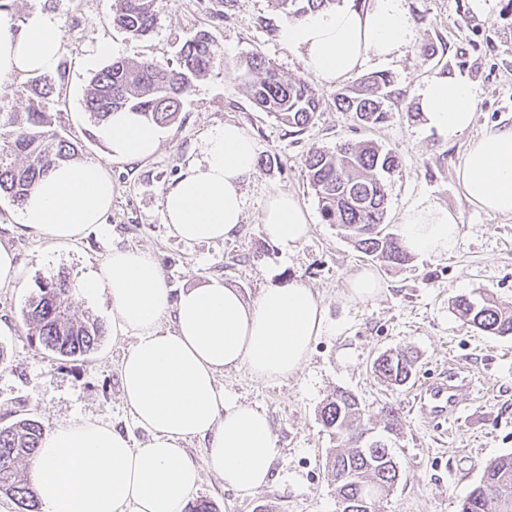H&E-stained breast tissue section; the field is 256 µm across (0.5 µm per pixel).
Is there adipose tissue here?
<instances>
[{
	"label": "adipose tissue",
	"instance_id": "obj_1",
	"mask_svg": "<svg viewBox=\"0 0 512 512\" xmlns=\"http://www.w3.org/2000/svg\"><path fill=\"white\" fill-rule=\"evenodd\" d=\"M406 0H368L314 12L290 22L282 40L305 68L333 86L369 60L386 61L413 40ZM60 21L42 10L14 23L0 10V78L54 72L63 45ZM429 128L451 139L467 130L477 105L473 84L461 76L432 78L417 92ZM113 159L141 160L158 149L154 124L130 110L101 126ZM254 140L233 123L213 130L202 156L164 192L163 221L187 242L234 238L244 219L242 185L256 169ZM467 202L512 217V124L486 127L470 140L457 170ZM112 208V179L97 162L64 163L50 170L21 206L17 220L32 232L65 244ZM268 239L292 254L310 231L294 194L271 193L260 216ZM399 236L418 256L455 252L461 242L448 209L406 210ZM253 301L211 278L171 301L161 269L146 250L115 248L99 271L79 284L87 295L106 293L115 335L134 344L120 367L122 398L149 438L138 446L111 425L74 419L45 432L34 460L42 512H184L208 469L225 488L249 497L271 481L280 455L266 412L224 395L218 377L246 368L256 379L282 381L304 367L324 331L323 307L302 281L280 283L278 269ZM171 318L172 329L162 326ZM205 442L197 465L185 444Z\"/></svg>",
	"mask_w": 512,
	"mask_h": 512
}]
</instances>
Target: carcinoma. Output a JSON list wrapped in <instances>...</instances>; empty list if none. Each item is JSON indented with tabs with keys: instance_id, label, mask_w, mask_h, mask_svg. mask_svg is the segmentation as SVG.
Segmentation results:
<instances>
[{
	"instance_id": "obj_1",
	"label": "carcinoma",
	"mask_w": 512,
	"mask_h": 512,
	"mask_svg": "<svg viewBox=\"0 0 512 512\" xmlns=\"http://www.w3.org/2000/svg\"><path fill=\"white\" fill-rule=\"evenodd\" d=\"M112 24L132 37L147 35L155 25V0H117ZM294 20L311 12L328 10L336 0H271ZM217 55L209 32L197 31L182 44L174 66L154 60H114L91 80L85 109L101 123L118 109L137 111L156 126L177 120L192 80L205 76ZM65 73L37 75L22 89L28 106L23 113H0V197L20 206L53 166L71 161L79 146L54 128L50 103ZM240 79L253 104L290 127L302 129L315 117L320 98L304 81L288 79L262 54L255 52L243 65ZM391 85L384 75L362 77L356 86L336 94V104L354 113L364 125L385 119L381 91ZM399 159L371 141L344 143L330 152L314 149L306 168L321 211L330 224L347 232L355 247L373 259L391 265L408 261L399 237L383 224L386 193L379 175L398 167ZM73 283L65 275L38 284L24 312L30 341L58 356L78 359L93 351L103 336L95 320L74 318L67 305ZM454 309L473 327L495 336H512V307L494 298L458 297ZM416 357L399 350L383 353L373 362V374L388 386H404L414 375ZM365 407L358 397L338 391L320 411L324 426L350 445L329 458L335 473L338 512H368L373 501L386 495L398 480V468L387 441H360ZM383 431L395 433L401 424L392 406L382 410ZM44 435L37 420L20 419L0 427V493L8 495L18 512H40L31 475L19 464L30 461ZM459 512H512V454L485 465L479 482L462 499Z\"/></svg>"
}]
</instances>
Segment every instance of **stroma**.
<instances>
[{
    "mask_svg": "<svg viewBox=\"0 0 512 512\" xmlns=\"http://www.w3.org/2000/svg\"><path fill=\"white\" fill-rule=\"evenodd\" d=\"M506 0H406L414 40L386 62L370 61L362 76L389 74L383 100L386 118L374 126L340 110L336 93L352 81L327 86L305 69L300 54L280 37L289 18L269 0H156L153 30L129 37L112 24L115 0H8L9 14L22 21L35 9L54 14L64 29L59 63L65 80L50 105L56 128L81 143L79 158L98 162L112 177V211L105 224L89 227L76 241L60 245L48 235L21 231L18 207L0 198V243L16 253L22 287L0 289V426L32 418L51 429L86 418L112 425L136 444L148 438L121 397L120 366L132 338L112 335V304L103 294L72 292L76 317L97 319L105 333L96 350L68 360L31 344L23 310L38 283L64 274L80 282L98 270L112 247L150 251L160 263L171 295L216 277L254 300L265 271L281 267L284 278L309 286L325 311V330L294 378L254 380L246 370L219 377L226 394L262 407L281 455L274 479L254 496L242 498L211 473H203L197 500L215 512H336V481L326 462L339 442L324 427L320 410L339 390L354 393L373 418L386 406L399 407L401 427L388 438L399 480L377 499L375 512H459L461 499L479 481L485 464L512 452V336L485 334L465 324L452 307L455 297L494 295L512 306V217L493 216L465 199L456 170L469 139L495 123L512 124V14ZM208 31L219 55L211 71L188 90L176 123L161 127L156 153L144 160H112L99 126L84 101L94 74L112 62L98 55L104 44L121 47L122 57L175 63L181 44ZM431 44L435 55L421 53ZM262 53L288 78L305 80L322 98L313 121L302 130L259 111L238 71L252 53ZM460 75L475 87L472 127L447 139L419 115L416 92L432 77ZM240 125L257 145V164L242 186L245 216L226 241L187 244L174 237L162 217V196L201 157L209 133L224 123ZM370 140L395 152L399 167L386 177L385 221L398 227L411 207L433 205L455 213L461 244L448 256H411L391 268L358 251L338 225L327 223L305 158L311 148L327 150L345 141ZM293 193L310 218L308 238L281 258L260 224L268 194ZM367 266L382 282L378 297L350 303L346 278ZM416 352V375L402 387L380 383L372 373L383 352ZM464 368L459 420L426 414L416 402L425 387L449 368Z\"/></svg>",
    "mask_w": 512,
    "mask_h": 512,
    "instance_id": "obj_1",
    "label": "stroma"
}]
</instances>
